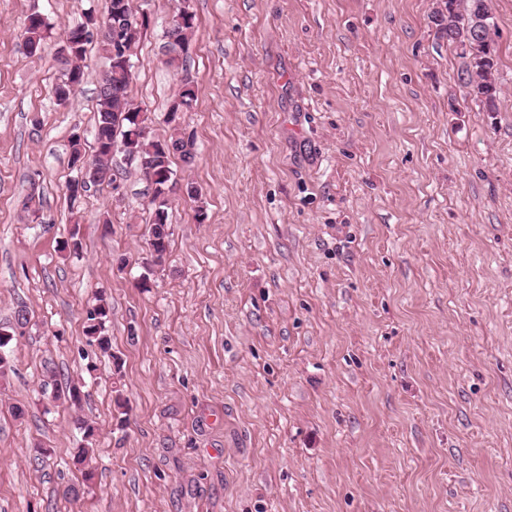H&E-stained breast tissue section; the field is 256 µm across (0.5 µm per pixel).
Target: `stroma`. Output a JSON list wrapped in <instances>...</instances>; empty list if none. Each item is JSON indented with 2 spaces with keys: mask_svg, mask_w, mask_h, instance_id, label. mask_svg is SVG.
I'll return each mask as SVG.
<instances>
[{
  "mask_svg": "<svg viewBox=\"0 0 512 512\" xmlns=\"http://www.w3.org/2000/svg\"><path fill=\"white\" fill-rule=\"evenodd\" d=\"M106 2L0 0V326L31 315L0 379V512H512V0L494 112L435 0H190L196 158L172 168L207 218L173 196L146 288V180L120 162L67 191L104 58L53 94L68 27ZM135 3L132 94L161 137L175 2ZM99 295L108 356L83 333ZM78 380L80 406L52 401ZM50 29V23L40 12L34 11L26 17L23 36L30 55L34 56L41 52Z\"/></svg>",
  "mask_w": 512,
  "mask_h": 512,
  "instance_id": "1",
  "label": "stroma"
}]
</instances>
